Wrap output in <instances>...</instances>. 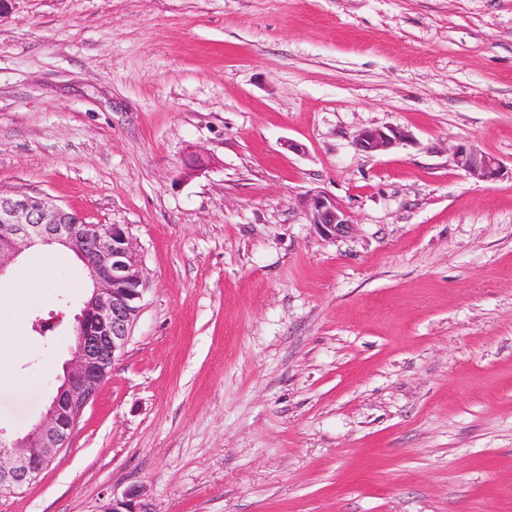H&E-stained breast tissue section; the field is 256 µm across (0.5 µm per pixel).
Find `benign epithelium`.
Wrapping results in <instances>:
<instances>
[{"mask_svg": "<svg viewBox=\"0 0 512 512\" xmlns=\"http://www.w3.org/2000/svg\"><path fill=\"white\" fill-rule=\"evenodd\" d=\"M407 137L398 127L369 128L355 136L365 153L389 150ZM457 168L478 181H495L503 166L474 143L452 147ZM309 223L336 239L353 227L350 214L332 196L317 192L302 202ZM57 244L84 264L93 290L75 315L74 346L60 385L46 411L25 434L0 429V494L13 493L38 480L55 455L68 447L72 431L124 348L140 313L143 275L126 227L89 224L76 212L27 194L0 192V277L8 265L34 247ZM100 512H156L143 490L133 486Z\"/></svg>", "mask_w": 512, "mask_h": 512, "instance_id": "benign-epithelium-1", "label": "benign epithelium"}]
</instances>
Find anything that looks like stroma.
Here are the masks:
<instances>
[{
	"instance_id": "stroma-1",
	"label": "stroma",
	"mask_w": 512,
	"mask_h": 512,
	"mask_svg": "<svg viewBox=\"0 0 512 512\" xmlns=\"http://www.w3.org/2000/svg\"><path fill=\"white\" fill-rule=\"evenodd\" d=\"M387 126L408 140L357 149ZM461 141L503 177L457 169ZM0 191L125 225L144 278L68 447L0 512L132 486L157 512H512V0H11ZM315 191L347 236L309 224ZM20 274L44 299L0 321L11 434L88 293L51 255L0 305ZM407 137L405 131L398 127L369 128L359 131L355 136L357 148L365 153L389 150ZM309 224L328 239H336L348 234L354 226L350 214L332 196L317 192L307 196L302 202Z\"/></svg>"
}]
</instances>
